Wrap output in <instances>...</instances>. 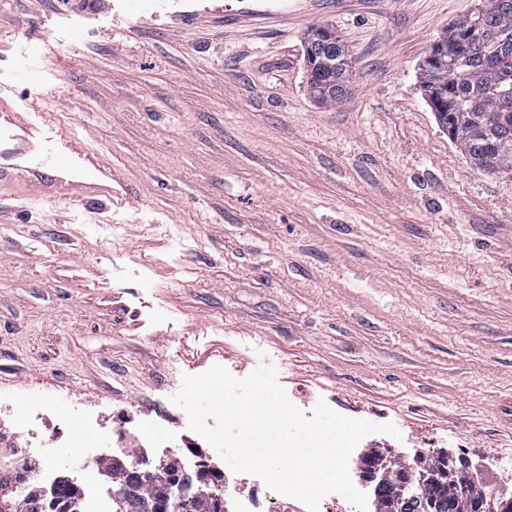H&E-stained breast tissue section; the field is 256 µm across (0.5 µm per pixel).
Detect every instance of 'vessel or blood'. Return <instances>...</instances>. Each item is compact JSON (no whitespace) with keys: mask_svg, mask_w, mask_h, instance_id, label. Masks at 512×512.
Masks as SVG:
<instances>
[{"mask_svg":"<svg viewBox=\"0 0 512 512\" xmlns=\"http://www.w3.org/2000/svg\"><path fill=\"white\" fill-rule=\"evenodd\" d=\"M13 77L31 102L24 116L0 99V187L24 181L48 200H112V168L87 149L44 106L42 68L37 57L18 66Z\"/></svg>","mask_w":512,"mask_h":512,"instance_id":"vessel-or-blood-1","label":"vessel or blood"}]
</instances>
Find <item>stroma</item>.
Listing matches in <instances>:
<instances>
[{
	"mask_svg": "<svg viewBox=\"0 0 512 512\" xmlns=\"http://www.w3.org/2000/svg\"><path fill=\"white\" fill-rule=\"evenodd\" d=\"M479 0H0V98L38 52L111 204L0 195V391L134 411L272 363L291 404L391 424L362 451H444L512 487V172L437 124L420 66ZM333 29L345 95L304 45ZM330 33L327 28L316 29L306 46L308 87L322 104L340 100L345 91L350 68L348 51L340 40L334 36L331 46L327 48L324 44ZM329 51H332L331 54ZM322 54L331 64H319L312 69L310 66L318 61Z\"/></svg>",
	"mask_w": 512,
	"mask_h": 512,
	"instance_id": "1",
	"label": "stroma"
}]
</instances>
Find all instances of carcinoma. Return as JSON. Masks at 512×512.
Segmentation results:
<instances>
[{
    "mask_svg": "<svg viewBox=\"0 0 512 512\" xmlns=\"http://www.w3.org/2000/svg\"><path fill=\"white\" fill-rule=\"evenodd\" d=\"M327 28H318L307 41L308 87L322 103L340 100L348 81V51L338 39L326 46ZM442 40L445 55L434 50L420 67V84L439 125L479 168L512 172V0H483L478 10L450 24ZM448 455L403 460L385 476V486L375 497V512H477L468 489L483 484L462 480L475 473L471 465L458 462L453 479L423 481L417 496H399L402 483L420 472L432 473L448 467ZM142 492L120 506V512H158L165 493L149 472H142ZM194 512H218L212 488L202 485ZM39 489L32 486L24 495L16 492L12 477L0 470V512H45Z\"/></svg>",
    "mask_w": 512,
    "mask_h": 512,
    "instance_id": "cac0c4a2",
    "label": "carcinoma"
}]
</instances>
